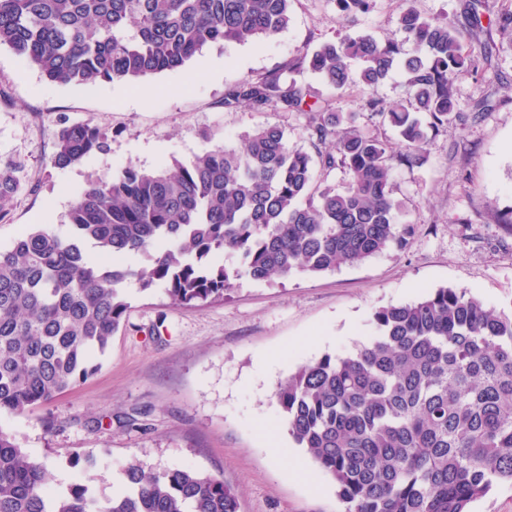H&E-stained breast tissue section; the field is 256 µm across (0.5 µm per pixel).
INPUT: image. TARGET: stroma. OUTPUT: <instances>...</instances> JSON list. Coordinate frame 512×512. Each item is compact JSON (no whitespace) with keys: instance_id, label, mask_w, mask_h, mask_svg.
Returning <instances> with one entry per match:
<instances>
[{"instance_id":"obj_1","label":"stroma","mask_w":512,"mask_h":512,"mask_svg":"<svg viewBox=\"0 0 512 512\" xmlns=\"http://www.w3.org/2000/svg\"><path fill=\"white\" fill-rule=\"evenodd\" d=\"M448 14L468 28V0H377L356 21L332 0H294L288 29L246 44L209 46L181 72L150 77L153 91L101 83L48 84L0 48V155L25 166V188L0 218V249L31 224L67 228V213L92 181L126 165L156 169L213 147L237 146L256 127L286 129L291 146L309 149L297 112L224 108V90L284 67L321 42L360 31L402 41L396 17L406 3ZM512 0H478L479 42L490 66L456 82L458 120L432 138L419 168L394 166L397 215L414 232L406 245L332 272L237 281L224 299L170 304L162 288L126 290L131 307L109 352L87 380L22 415L0 416L34 459L45 462L62 493L88 483L116 495L132 459L154 471L190 466L223 478L240 494V512H343L332 480L288 435L273 390L303 362L337 355L369 339L372 312L456 288L488 306L512 310V39L492 21ZM109 134L106 151L60 169L49 158L62 122ZM277 357L274 368L263 358ZM93 454V465L79 459Z\"/></svg>"}]
</instances>
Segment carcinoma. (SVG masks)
<instances>
[{"label": "carcinoma", "mask_w": 512, "mask_h": 512, "mask_svg": "<svg viewBox=\"0 0 512 512\" xmlns=\"http://www.w3.org/2000/svg\"><path fill=\"white\" fill-rule=\"evenodd\" d=\"M355 18L376 0H332ZM293 0H0V47L51 84L128 82L177 72L206 45L245 43L288 28ZM397 25L412 45L369 33L325 41L285 68L226 88V109L299 112L314 153L288 145L278 125L157 170L128 165L88 184L68 212V233L33 224L0 250V414L17 415L86 380L130 302L124 284L164 289L171 304L224 299L236 281L323 273L401 247L393 164L414 168L458 116L454 84L489 64L471 54L479 28L409 5ZM360 61L358 69L350 60ZM400 69L407 103L375 88ZM318 74L355 90L359 111L317 98L296 79ZM389 124L392 144L358 123ZM108 135L75 123L55 137L50 163L66 168L106 151ZM340 169L342 188L318 185ZM25 187L24 165L0 156V217ZM112 257L102 264L89 248ZM139 254L150 264L134 268ZM238 258L233 267L218 257ZM376 334L342 357L299 365L274 390L288 435L334 482L344 512H470L494 486L512 484V314L453 288L375 310ZM126 487L99 499L86 483L62 495L47 466L0 428V512H238L223 479L194 468L155 472L134 459Z\"/></svg>", "instance_id": "1"}]
</instances>
